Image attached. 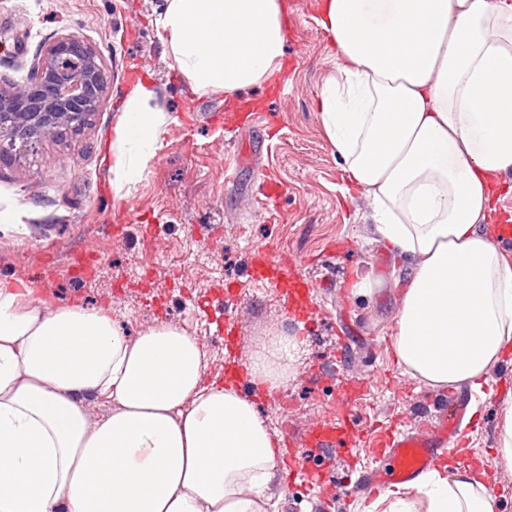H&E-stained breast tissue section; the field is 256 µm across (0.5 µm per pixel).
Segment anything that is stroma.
<instances>
[{
    "instance_id": "obj_1",
    "label": "stroma",
    "mask_w": 512,
    "mask_h": 512,
    "mask_svg": "<svg viewBox=\"0 0 512 512\" xmlns=\"http://www.w3.org/2000/svg\"><path fill=\"white\" fill-rule=\"evenodd\" d=\"M320 0H288L282 69L234 95L196 92L164 53L156 19L165 0H0V83L26 82L31 65L57 37L74 33L99 52L110 92L81 134L0 166V279L44 273L46 308L80 304L108 308L129 334L173 324L206 349L204 374L224 377V341L217 326L224 304L232 313L237 354L249 363L266 330L288 329L301 339L291 380L276 405L258 410L272 435L305 430L331 415L340 376L336 339L349 337L347 373L368 376L358 412L364 429L427 421L428 387L397 362L393 321L404 280L399 258L370 239L373 203L344 191L343 162L328 142L315 106L327 77L341 64L319 25ZM152 76L167 115L162 147L135 191L112 190L110 146L127 72ZM274 176L283 195L263 210L264 181ZM127 208L122 230L114 214ZM313 259L335 280L319 294L304 323L286 322L281 298L252 275L254 251L268 244ZM382 286L369 299L351 295L365 269ZM321 369L319 385L307 382ZM506 383L497 401H477L466 437L487 467L482 481L495 492V512H512V464L501 436L512 407V357L488 370Z\"/></svg>"
}]
</instances>
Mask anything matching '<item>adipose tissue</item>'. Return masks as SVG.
Returning <instances> with one entry per match:
<instances>
[{
  "label": "adipose tissue",
  "mask_w": 512,
  "mask_h": 512,
  "mask_svg": "<svg viewBox=\"0 0 512 512\" xmlns=\"http://www.w3.org/2000/svg\"><path fill=\"white\" fill-rule=\"evenodd\" d=\"M284 0H166L164 52L193 90L227 94L281 69ZM344 66L318 110L377 241L408 258L394 320L407 373L477 386L512 350V264L486 233L512 174V0H322ZM153 81L127 94L112 189L129 196L161 146ZM296 343L272 337L252 381L288 382ZM206 351L160 324L128 337L110 310H47L0 280V512H257L277 441L253 402L203 378ZM111 403L89 421L84 397ZM427 512H494L466 468L418 486Z\"/></svg>",
  "instance_id": "1"
}]
</instances>
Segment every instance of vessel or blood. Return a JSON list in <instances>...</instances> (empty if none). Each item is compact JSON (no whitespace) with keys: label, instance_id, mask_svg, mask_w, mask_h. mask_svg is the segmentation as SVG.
<instances>
[{"label":"vessel or blood","instance_id":"vessel-or-blood-1","mask_svg":"<svg viewBox=\"0 0 512 512\" xmlns=\"http://www.w3.org/2000/svg\"><path fill=\"white\" fill-rule=\"evenodd\" d=\"M253 278L287 299L284 312L294 320H302L301 300H315L331 282L325 277L302 273L298 260L269 245L258 251ZM368 384L367 378L353 377L339 387V413L308 430L299 447H292L290 436H283V455L279 466L294 471L296 477L311 488L309 512H327L324 488L327 472L321 465L323 457L352 448L346 428L356 426L355 407ZM464 398L439 403L434 418L420 426H401L392 431H379L365 440L369 458L354 486H343L342 496L350 503H368L379 497L390 485L413 484L447 460L457 451L458 425L465 414Z\"/></svg>","mask_w":512,"mask_h":512}]
</instances>
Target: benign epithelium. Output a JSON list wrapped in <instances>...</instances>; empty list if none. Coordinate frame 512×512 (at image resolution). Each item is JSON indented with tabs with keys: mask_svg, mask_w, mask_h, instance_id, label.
Listing matches in <instances>:
<instances>
[{
	"mask_svg": "<svg viewBox=\"0 0 512 512\" xmlns=\"http://www.w3.org/2000/svg\"><path fill=\"white\" fill-rule=\"evenodd\" d=\"M107 92L95 47L76 34L56 38L27 82L0 85V163L34 157L47 143L80 134Z\"/></svg>",
	"mask_w": 512,
	"mask_h": 512,
	"instance_id": "benign-epithelium-1",
	"label": "benign epithelium"
}]
</instances>
